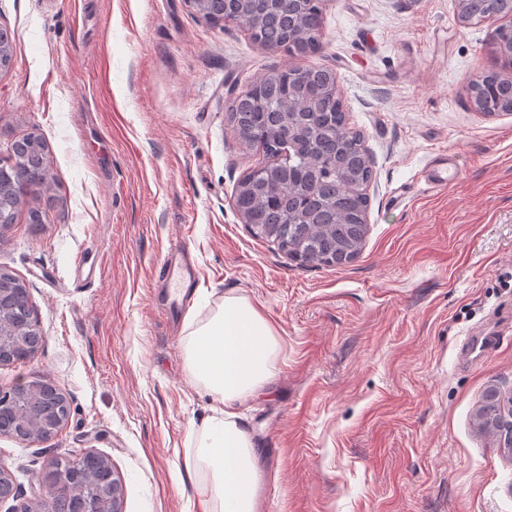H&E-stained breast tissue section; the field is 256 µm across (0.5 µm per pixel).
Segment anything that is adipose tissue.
Listing matches in <instances>:
<instances>
[{"instance_id": "obj_1", "label": "adipose tissue", "mask_w": 512, "mask_h": 512, "mask_svg": "<svg viewBox=\"0 0 512 512\" xmlns=\"http://www.w3.org/2000/svg\"><path fill=\"white\" fill-rule=\"evenodd\" d=\"M184 352L189 373L210 397V413L192 426L186 463L209 512H256L259 450L236 404L273 379L277 331L247 297L227 295L202 319H189Z\"/></svg>"}]
</instances>
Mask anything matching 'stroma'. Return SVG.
I'll return each instance as SVG.
<instances>
[{
  "instance_id": "stroma-1",
  "label": "stroma",
  "mask_w": 512,
  "mask_h": 512,
  "mask_svg": "<svg viewBox=\"0 0 512 512\" xmlns=\"http://www.w3.org/2000/svg\"><path fill=\"white\" fill-rule=\"evenodd\" d=\"M0 28V145L39 134L51 186L0 228V270L26 283L43 336L0 363V389L48 378L71 404L49 442L0 434L27 495L57 456L91 451L123 512H206L184 460L210 399L184 321L234 293L281 342L274 382L239 406L258 512H512V453L473 422L488 390L512 395V114L463 89L501 68L493 22L461 26L458 0H323L313 56L185 0H0ZM311 65L335 72L373 169L365 241L341 266L292 260L233 205L259 153L228 124L230 89ZM441 152L457 178L428 185ZM182 238L187 288L159 277ZM492 326L499 344L462 361Z\"/></svg>"
}]
</instances>
